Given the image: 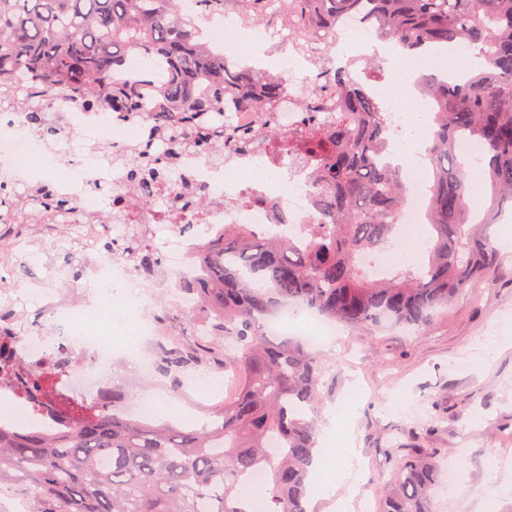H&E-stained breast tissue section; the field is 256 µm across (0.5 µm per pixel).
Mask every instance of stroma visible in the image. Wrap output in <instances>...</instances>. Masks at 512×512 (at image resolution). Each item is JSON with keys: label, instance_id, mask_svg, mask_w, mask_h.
I'll return each instance as SVG.
<instances>
[{"label": "stroma", "instance_id": "1", "mask_svg": "<svg viewBox=\"0 0 512 512\" xmlns=\"http://www.w3.org/2000/svg\"><path fill=\"white\" fill-rule=\"evenodd\" d=\"M512 323V252L479 275L465 296L421 332L338 327L318 347L326 367L323 409L343 400L351 377L361 380L354 408L364 468L350 512H380V487L391 479L398 444L432 448L456 468L455 487L439 484L433 512H475L469 493L491 465L512 481V343L492 355L482 344Z\"/></svg>", "mask_w": 512, "mask_h": 512}]
</instances>
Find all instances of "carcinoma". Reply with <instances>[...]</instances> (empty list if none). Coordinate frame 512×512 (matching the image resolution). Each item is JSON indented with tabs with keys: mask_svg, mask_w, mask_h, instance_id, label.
Listing matches in <instances>:
<instances>
[{
	"mask_svg": "<svg viewBox=\"0 0 512 512\" xmlns=\"http://www.w3.org/2000/svg\"><path fill=\"white\" fill-rule=\"evenodd\" d=\"M378 36L415 53L459 46L482 66L462 80L422 78L433 103L427 158L432 180L427 259L373 280L365 254L390 245L407 189L400 168L379 164L391 129L369 85L330 69L295 98L313 135L296 141L275 115L288 99L278 75L240 69L204 37V23L233 4L254 26L268 21L272 0H0V106L18 108L44 142H56L44 101L79 107L108 104L140 111L139 90L120 74L134 55L164 66L158 109L148 114L156 140L171 154L222 159V148L263 138L314 164L317 223L295 243L226 224L196 247L206 287L180 281L200 306L178 315L189 334L166 348L156 372L177 389L187 367L204 359L240 374L236 396L211 411L202 428L135 420L118 408L122 393H102L97 410L70 429L47 421L25 431L0 424V486L32 502L31 512H311L320 458L318 426L324 367L301 339L273 344L266 322L292 305L352 329L382 322L421 329L476 276L499 265L490 228L512 213V0H372ZM292 48L317 63L333 53L331 33L366 0H279ZM260 113L239 128L224 121L231 106ZM468 136L485 147V199L474 204L471 172L455 148ZM127 165L129 188L160 181L165 167L151 143ZM83 221L82 209L43 191L0 187V224ZM137 268L161 272L151 245L134 235L119 246ZM257 472L265 481L251 483ZM440 464L425 448H402L397 474L381 489L382 512H432Z\"/></svg>",
	"mask_w": 512,
	"mask_h": 512,
	"instance_id": "1",
	"label": "carcinoma"
}]
</instances>
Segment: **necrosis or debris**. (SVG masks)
<instances>
[{"instance_id":"1","label":"necrosis or debris","mask_w":512,"mask_h":512,"mask_svg":"<svg viewBox=\"0 0 512 512\" xmlns=\"http://www.w3.org/2000/svg\"><path fill=\"white\" fill-rule=\"evenodd\" d=\"M207 38L217 50L254 70L269 64L266 45L279 46L288 53L290 66L282 79L291 90L301 83L317 82L323 75L322 67L313 59L290 52L288 29L280 22L266 24L257 32L244 23L236 10L228 9L209 26ZM375 40L373 26L356 16H344L336 26V52L331 64H351L356 73H363L361 60ZM433 61L430 53L403 61L394 47H387L381 53L384 76L370 86L388 125L403 132L401 138L388 142L384 158L402 168L409 188L406 204L397 218L398 242L369 259L367 270L372 275L414 262L410 243L427 231L424 142L415 137L403 103L414 94L405 80L406 71L426 70ZM78 117L76 128L70 129L69 134L89 143V150L57 156V165L51 168L42 160L44 145L37 133L25 128L21 113L1 114L0 180L24 188L50 186L57 197L78 203L89 212L109 206L118 209L120 218L107 231L116 242L123 241L132 227L150 242L158 230H165L161 259L169 275L142 278L124 253L95 249V241L106 231L90 220L76 225L70 234L74 244L92 248L80 271L82 289L61 295L53 285V275L48 273L42 279L0 291V364L9 365L16 375L15 381L0 384V397L27 411L37 399L81 413L96 405L100 373L111 367L113 348L110 342L94 335L74 342L72 365L51 374L37 393L22 391L17 380L31 368L46 366L56 342L55 337L45 335L46 326L61 328L75 314L86 321L93 318L104 302L95 292L100 283L110 279L138 282L141 300L133 314L141 335L152 337V345L157 348L177 340L154 316L158 299H168L171 306L181 310L197 305L193 296L178 292L176 282L201 279L195 259L199 243L212 238L227 224H249L269 236L284 231L296 236L304 225L316 220L312 167L298 154L284 151L279 157H271L268 145L260 140L242 151L225 150L219 162L201 154H182L169 162L165 181L131 194L124 189L126 171L117 156L126 147L145 141L151 134V125L130 113L113 111L106 104L79 111ZM187 182L202 190L201 198L188 205L175 197L178 187ZM97 184L111 186V198L94 193ZM278 212L287 215V224H278L274 218ZM185 224L193 225V233H182ZM288 327L300 329L314 346L336 333L334 325L297 310L270 320L267 332L272 335Z\"/></svg>"}]
</instances>
